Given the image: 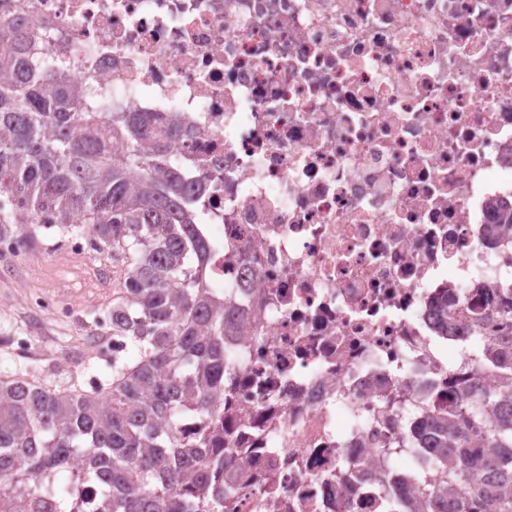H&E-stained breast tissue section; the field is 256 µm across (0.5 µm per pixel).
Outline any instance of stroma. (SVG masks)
I'll return each instance as SVG.
<instances>
[{"label": "stroma", "instance_id": "obj_1", "mask_svg": "<svg viewBox=\"0 0 512 512\" xmlns=\"http://www.w3.org/2000/svg\"><path fill=\"white\" fill-rule=\"evenodd\" d=\"M34 290L58 292L78 306V317L32 312L22 296ZM116 295V290L98 288L91 271L66 256L53 266L35 256L23 268H0V375L35 371L57 384L74 381L84 388L91 378H102L111 360L93 351L100 334L97 314ZM29 335L36 339L32 351L17 354L14 339Z\"/></svg>", "mask_w": 512, "mask_h": 512}]
</instances>
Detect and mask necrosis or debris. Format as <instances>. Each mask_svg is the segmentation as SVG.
<instances>
[{
  "instance_id": "obj_1",
  "label": "necrosis or debris",
  "mask_w": 512,
  "mask_h": 512,
  "mask_svg": "<svg viewBox=\"0 0 512 512\" xmlns=\"http://www.w3.org/2000/svg\"><path fill=\"white\" fill-rule=\"evenodd\" d=\"M87 97L166 112L242 328L217 416L230 512H382L451 388L499 376L451 296L512 288V0H0ZM455 362H447L446 351ZM365 480L348 483L350 471Z\"/></svg>"
}]
</instances>
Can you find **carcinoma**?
<instances>
[{
    "label": "carcinoma",
    "instance_id": "carcinoma-1",
    "mask_svg": "<svg viewBox=\"0 0 512 512\" xmlns=\"http://www.w3.org/2000/svg\"><path fill=\"white\" fill-rule=\"evenodd\" d=\"M0 20V237L35 224L89 235L122 267L112 334L139 358L112 357V379L90 391L0 376V512H34L46 496L66 512L71 475L95 490V512H226L224 449L175 432L190 409L214 416L224 386V339L238 310L204 284L211 246L197 235L191 195L167 146L180 126L160 112L103 113L63 69H21L14 46L38 43ZM125 150L112 152V141ZM472 320L512 322V288ZM437 454L417 461L418 512H512V375L489 396L471 386L429 425ZM387 512H412L383 489Z\"/></svg>",
    "mask_w": 512,
    "mask_h": 512
}]
</instances>
